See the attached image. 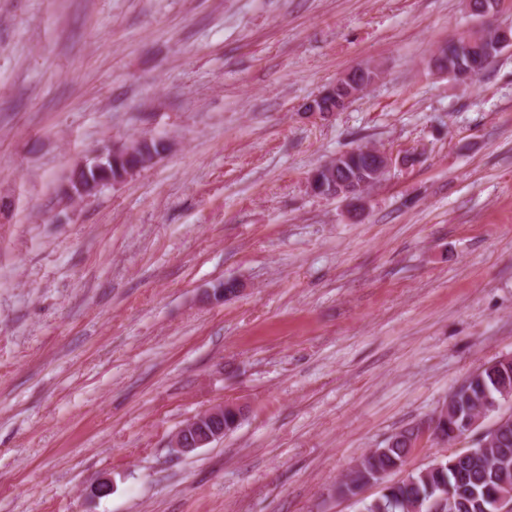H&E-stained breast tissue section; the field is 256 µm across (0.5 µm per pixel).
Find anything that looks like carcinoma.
<instances>
[{
	"label": "carcinoma",
	"mask_w": 512,
	"mask_h": 512,
	"mask_svg": "<svg viewBox=\"0 0 512 512\" xmlns=\"http://www.w3.org/2000/svg\"><path fill=\"white\" fill-rule=\"evenodd\" d=\"M484 46L485 43L469 41L461 34L448 40V56L451 61L466 66L469 57L478 55ZM145 153L151 161L160 157V142L152 138L135 154L114 157L107 164L104 176L122 177ZM505 392L512 395V361L484 364L452 393L448 413L457 425L482 409L492 412L500 408ZM394 438L395 435H390L383 447L363 455L344 476L339 491L350 493L366 480L376 479L375 473L379 471L400 470L412 448L400 441L392 442ZM499 495L512 498V429L480 458L466 463L458 460L456 454L449 455L402 481L385 486L379 497L363 503L362 512H427L428 504L433 501L443 502L445 512H484L482 507L489 505V499Z\"/></svg>",
	"instance_id": "1"
}]
</instances>
